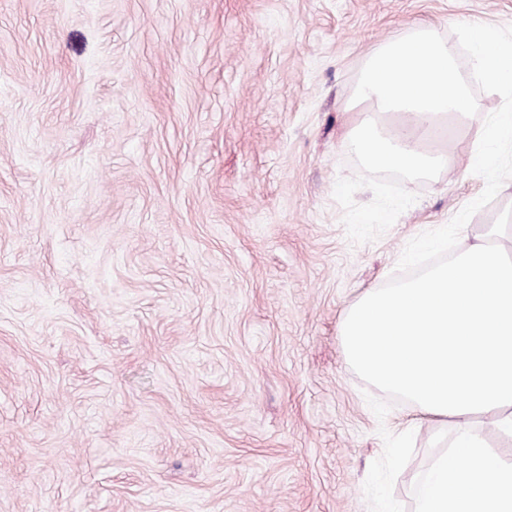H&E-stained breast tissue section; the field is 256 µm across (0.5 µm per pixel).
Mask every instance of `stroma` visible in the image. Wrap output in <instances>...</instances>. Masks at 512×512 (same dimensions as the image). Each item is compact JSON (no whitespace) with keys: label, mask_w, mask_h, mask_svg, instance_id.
<instances>
[{"label":"stroma","mask_w":512,"mask_h":512,"mask_svg":"<svg viewBox=\"0 0 512 512\" xmlns=\"http://www.w3.org/2000/svg\"><path fill=\"white\" fill-rule=\"evenodd\" d=\"M512 0H0V512H415L436 425L339 329L485 187L480 120L355 244L359 73Z\"/></svg>","instance_id":"35a3bbf8"}]
</instances>
